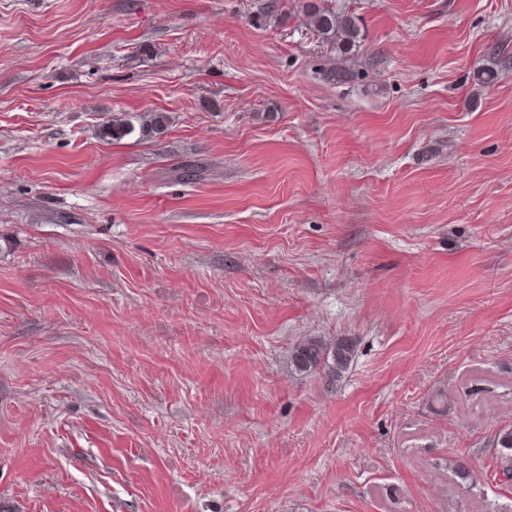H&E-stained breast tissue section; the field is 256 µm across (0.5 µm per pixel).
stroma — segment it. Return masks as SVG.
Masks as SVG:
<instances>
[{
	"mask_svg": "<svg viewBox=\"0 0 512 512\" xmlns=\"http://www.w3.org/2000/svg\"><path fill=\"white\" fill-rule=\"evenodd\" d=\"M274 1L0 0V512H512V0ZM310 18L314 29L337 52L356 45L361 38L354 17L348 13L336 12L327 6H317L312 10ZM354 355V346L346 339L326 341L307 338L293 349L292 363L299 373H318L334 385L348 370Z\"/></svg>",
	"mask_w": 512,
	"mask_h": 512,
	"instance_id": "stroma-1",
	"label": "stroma"
}]
</instances>
